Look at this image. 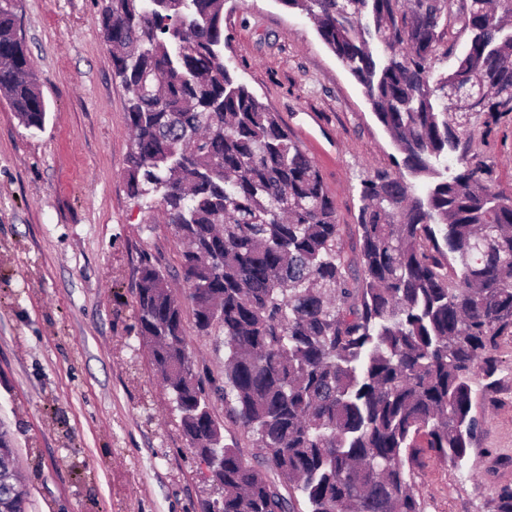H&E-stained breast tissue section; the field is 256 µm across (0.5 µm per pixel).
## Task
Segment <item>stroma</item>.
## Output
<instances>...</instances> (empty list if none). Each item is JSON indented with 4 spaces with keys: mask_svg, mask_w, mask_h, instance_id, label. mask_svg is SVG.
Returning <instances> with one entry per match:
<instances>
[{
    "mask_svg": "<svg viewBox=\"0 0 512 512\" xmlns=\"http://www.w3.org/2000/svg\"><path fill=\"white\" fill-rule=\"evenodd\" d=\"M102 4L15 2L49 118L29 132L0 97V426L28 512H201L211 483L139 336L142 252L185 300L186 341L225 443L251 455L255 441L224 408L223 338L195 327L179 237L127 194L126 97L95 25ZM224 36L225 65L319 166L341 248L355 257L361 182L395 153L361 86L280 0H226ZM466 129L470 153L512 194V113ZM491 354L497 383L476 390L481 428L463 465L425 452L410 466L422 512H495L512 487V335Z\"/></svg>",
    "mask_w": 512,
    "mask_h": 512,
    "instance_id": "stroma-1",
    "label": "stroma"
}]
</instances>
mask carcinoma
<instances>
[{
    "mask_svg": "<svg viewBox=\"0 0 512 512\" xmlns=\"http://www.w3.org/2000/svg\"><path fill=\"white\" fill-rule=\"evenodd\" d=\"M105 2L127 193L180 237L195 326L224 336V408L259 447L251 462L222 442L183 306L143 254L139 333L189 447L223 458V512H422L406 461L422 446L465 459L473 385L512 329V195L449 119L512 112V0H280L312 20L400 155L362 183L353 264L316 162L224 64L225 0ZM452 18L467 46L437 76ZM0 96L42 130L13 0H0ZM28 497L1 430L0 512Z\"/></svg>",
    "mask_w": 512,
    "mask_h": 512,
    "instance_id": "cac0c4a2",
    "label": "carcinoma"
}]
</instances>
